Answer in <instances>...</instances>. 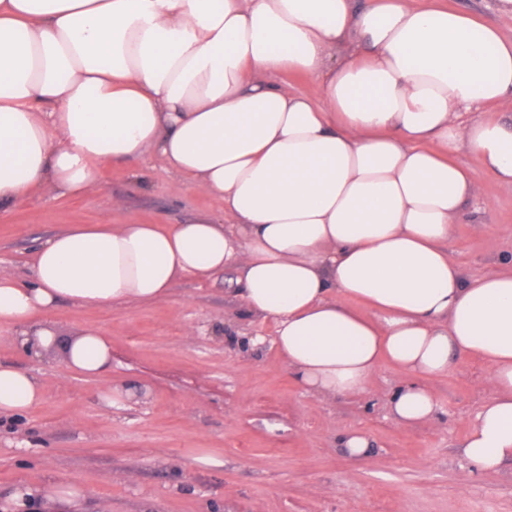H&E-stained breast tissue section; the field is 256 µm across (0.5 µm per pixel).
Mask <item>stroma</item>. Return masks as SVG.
<instances>
[{"instance_id": "obj_1", "label": "stroma", "mask_w": 512, "mask_h": 512, "mask_svg": "<svg viewBox=\"0 0 512 512\" xmlns=\"http://www.w3.org/2000/svg\"><path fill=\"white\" fill-rule=\"evenodd\" d=\"M455 225L451 250L470 275L512 261V187L484 173ZM221 199L179 186L160 155L99 165L82 194L43 188L0 208V276L26 278L35 239L72 224H176L222 217ZM228 270L177 281L147 302L106 306L66 300L49 314L64 332L93 328L112 344L103 380L37 357L0 328V365L36 375L44 400L0 422V498L15 488L83 487L93 512H512V463L480 473L461 448L491 394L488 366L459 355L428 380L439 423L403 425L388 409L400 373L381 365L367 393L305 391L276 349L251 339L272 321L244 317ZM111 390L113 407L102 395ZM364 433L368 456L341 437ZM220 466L198 464L200 455Z\"/></svg>"}]
</instances>
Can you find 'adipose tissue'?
I'll use <instances>...</instances> for the list:
<instances>
[{
    "label": "adipose tissue",
    "instance_id": "1",
    "mask_svg": "<svg viewBox=\"0 0 512 512\" xmlns=\"http://www.w3.org/2000/svg\"><path fill=\"white\" fill-rule=\"evenodd\" d=\"M285 71L311 91L269 82ZM488 104L502 117L479 116ZM150 152L219 197L223 220L74 224L40 241L30 280L0 276V327L19 346L107 376L111 343L59 335L60 301H151L232 268L309 390L363 394L382 362L397 367L399 423L439 422L421 378L482 357L493 391L463 454L485 473L512 462V263L470 276L450 250L475 171L512 186V41L412 0H0V206L47 184L80 194L98 163ZM42 399L35 376L0 366V417ZM88 507L61 483L0 500Z\"/></svg>",
    "mask_w": 512,
    "mask_h": 512
}]
</instances>
